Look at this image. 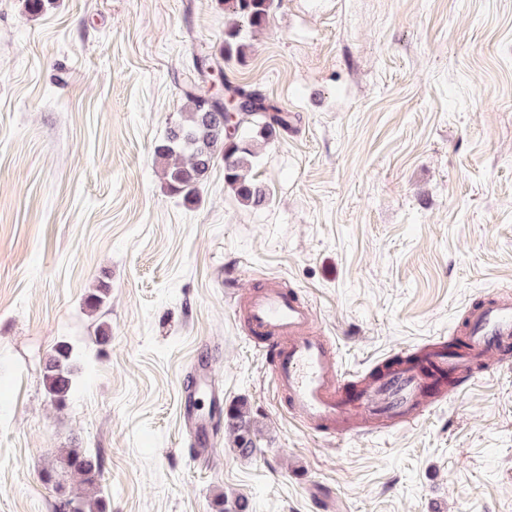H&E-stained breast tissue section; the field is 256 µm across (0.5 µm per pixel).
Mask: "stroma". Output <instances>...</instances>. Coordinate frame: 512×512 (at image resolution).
<instances>
[{"label":"stroma","instance_id":"35a3bbf8","mask_svg":"<svg viewBox=\"0 0 512 512\" xmlns=\"http://www.w3.org/2000/svg\"><path fill=\"white\" fill-rule=\"evenodd\" d=\"M226 23L221 0H0V512H54L42 474L74 447L100 455L107 512H512V355L414 425L326 439L281 408L233 302L279 277L362 375L512 292V0H282L229 61ZM200 57L290 117L252 168L260 207L220 159L192 206L161 178ZM188 413L216 433L203 465ZM72 348L58 343L43 363V380L48 394L57 403H64L76 389ZM248 412L244 404L232 408L228 418L229 434L233 447L242 456H250L257 452L255 433L251 427Z\"/></svg>","mask_w":512,"mask_h":512}]
</instances>
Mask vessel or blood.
<instances>
[{"instance_id": "obj_1", "label": "vessel or blood", "mask_w": 512, "mask_h": 512, "mask_svg": "<svg viewBox=\"0 0 512 512\" xmlns=\"http://www.w3.org/2000/svg\"><path fill=\"white\" fill-rule=\"evenodd\" d=\"M241 320L249 339L263 341L270 377L288 412L307 428L336 438L373 418L410 426L436 401L438 381L469 377L475 363L512 351V296L472 301L464 313L465 353L446 342L427 344L416 360L387 368L378 377L348 384L335 341L314 327L316 313L279 279L249 293Z\"/></svg>"}]
</instances>
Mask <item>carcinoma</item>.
Returning a JSON list of instances; mask_svg holds the SVG:
<instances>
[{
	"instance_id": "1",
	"label": "carcinoma",
	"mask_w": 512,
	"mask_h": 512,
	"mask_svg": "<svg viewBox=\"0 0 512 512\" xmlns=\"http://www.w3.org/2000/svg\"><path fill=\"white\" fill-rule=\"evenodd\" d=\"M229 24L224 31V60L243 54L246 35L264 29L279 0H222ZM199 79L186 91L187 109L168 128L166 137L155 148L162 165L167 188L186 204L199 199L217 157L224 159V183L246 206L265 203L266 193L250 178L257 139L269 142L288 130V114L272 100L246 86L224 85L222 92L207 87L205 73L211 68L205 59L196 60ZM234 100L244 116L232 134L224 130V102ZM72 348L60 342L43 363V380L48 394L58 404L64 403L76 389ZM233 447L242 456L257 452L255 433L244 405L231 409L228 418ZM64 469L79 479L80 494L63 490L55 476L46 472L43 479L55 482L59 498L56 512H105L106 505L98 484L101 457L83 448L69 449L63 459Z\"/></svg>"
}]
</instances>
